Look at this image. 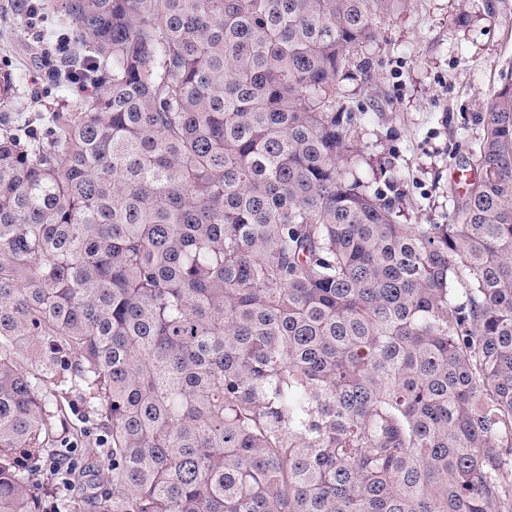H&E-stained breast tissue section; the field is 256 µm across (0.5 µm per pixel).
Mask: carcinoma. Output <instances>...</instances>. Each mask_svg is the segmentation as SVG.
<instances>
[{"label": "carcinoma", "instance_id": "1", "mask_svg": "<svg viewBox=\"0 0 512 512\" xmlns=\"http://www.w3.org/2000/svg\"><path fill=\"white\" fill-rule=\"evenodd\" d=\"M57 2L97 92L0 135V512H512V67L406 224L340 103L403 0ZM41 391L53 402L52 410H58L60 418L66 420L69 427H85L86 438H84V441L92 443L94 439L98 438L99 432L96 430L95 426L92 425V422L88 421L87 417H85L82 404L78 398L64 399L58 397V405H56V400L53 396L56 392V386L51 380H45L41 383Z\"/></svg>", "mask_w": 512, "mask_h": 512}]
</instances>
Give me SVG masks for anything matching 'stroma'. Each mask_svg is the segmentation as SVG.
<instances>
[{
  "label": "stroma",
  "instance_id": "obj_1",
  "mask_svg": "<svg viewBox=\"0 0 512 512\" xmlns=\"http://www.w3.org/2000/svg\"><path fill=\"white\" fill-rule=\"evenodd\" d=\"M370 65L342 84L345 105L365 120L356 145L374 172H387L410 224L448 223L465 191L461 172L475 173L481 116L512 63V0H406L378 14ZM26 17L0 0V128L35 125L70 111L84 95L48 76Z\"/></svg>",
  "mask_w": 512,
  "mask_h": 512
}]
</instances>
